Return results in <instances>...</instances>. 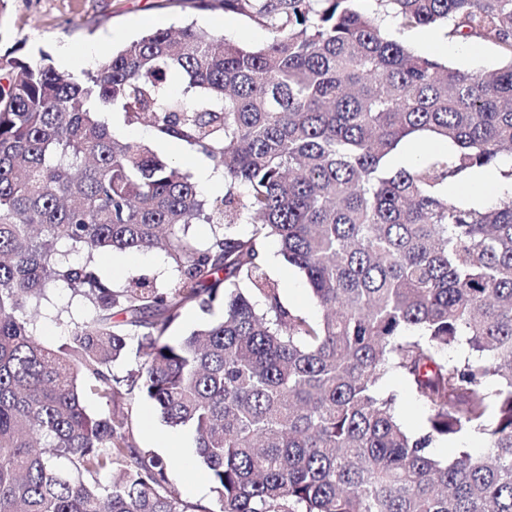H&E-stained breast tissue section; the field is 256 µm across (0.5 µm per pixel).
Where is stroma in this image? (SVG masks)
I'll return each instance as SVG.
<instances>
[{
    "label": "stroma",
    "mask_w": 512,
    "mask_h": 512,
    "mask_svg": "<svg viewBox=\"0 0 512 512\" xmlns=\"http://www.w3.org/2000/svg\"><path fill=\"white\" fill-rule=\"evenodd\" d=\"M196 20L198 25L216 35H224L242 44L257 46L268 38L265 27L239 14L221 10L200 11L181 4L180 0H0V56L32 61L49 56L55 68H62L58 56L60 46L72 52L70 70L91 68L93 59L84 50L102 44L105 51L123 46L143 32L156 28H175L184 21ZM386 32L420 55L428 50L421 42L423 32L437 37L442 49L436 59L460 69H494L502 58L497 48L477 42V54L463 53L460 40L448 37L445 28H402L393 19H386ZM119 133L139 142L155 144L157 152L168 162L186 171H194L197 161L177 143H156L154 132L144 125L119 126ZM262 249L267 257L266 272L279 288L288 307L309 319H318L320 311L312 299L306 278L297 268L283 260L276 240H266ZM99 272L113 285L136 279L166 284L170 267L164 252L159 250L107 255L97 261ZM92 314L89 303L69 289L58 286L48 292L38 315L31 324L48 346L66 341L77 324ZM380 390L396 397V407L406 430L421 434L426 426L427 410L414 396L408 381L395 373L387 375ZM133 433L137 447L172 461L168 472L171 485L182 499L191 504L211 505L212 483L197 455L194 430L191 426L171 427L165 424L145 399L133 400Z\"/></svg>",
    "instance_id": "obj_1"
}]
</instances>
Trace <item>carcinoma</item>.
Here are the masks:
<instances>
[{"instance_id":"carcinoma-1","label":"carcinoma","mask_w":512,"mask_h":512,"mask_svg":"<svg viewBox=\"0 0 512 512\" xmlns=\"http://www.w3.org/2000/svg\"><path fill=\"white\" fill-rule=\"evenodd\" d=\"M192 2L269 36L191 22L76 72L0 57V512H512V194L448 196L512 156V0H375L403 28L493 44L505 63L480 71L414 53L357 0ZM113 116L182 144L223 190L202 195ZM421 136L448 151L391 167ZM196 221L213 225L203 244ZM269 238L319 320L266 278ZM153 248L163 286L97 271ZM59 283L93 315L51 348L26 316ZM187 306L222 316L174 339ZM390 372L428 409L424 434L380 391ZM137 394L194 428L213 506L136 447L118 405ZM471 432L478 453L427 452Z\"/></svg>"}]
</instances>
